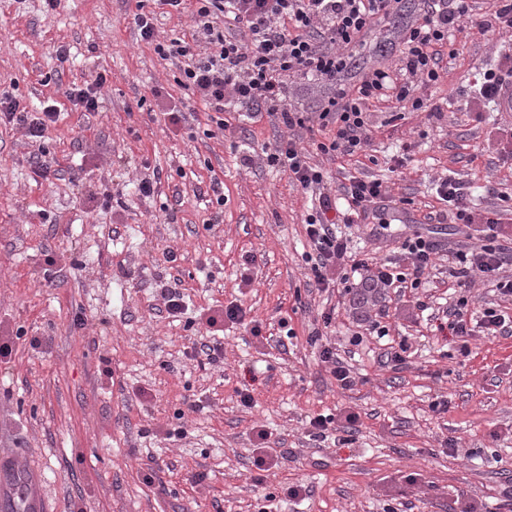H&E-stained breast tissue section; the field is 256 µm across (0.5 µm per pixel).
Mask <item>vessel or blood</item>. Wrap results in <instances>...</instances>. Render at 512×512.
<instances>
[{
    "label": "vessel or blood",
    "mask_w": 512,
    "mask_h": 512,
    "mask_svg": "<svg viewBox=\"0 0 512 512\" xmlns=\"http://www.w3.org/2000/svg\"><path fill=\"white\" fill-rule=\"evenodd\" d=\"M40 483L36 468L17 456L0 454V512H48Z\"/></svg>",
    "instance_id": "b4317fda"
}]
</instances>
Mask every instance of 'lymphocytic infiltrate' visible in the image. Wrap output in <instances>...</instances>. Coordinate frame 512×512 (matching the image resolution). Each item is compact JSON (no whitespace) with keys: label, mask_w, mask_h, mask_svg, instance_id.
Listing matches in <instances>:
<instances>
[{"label":"lymphocytic infiltrate","mask_w":512,"mask_h":512,"mask_svg":"<svg viewBox=\"0 0 512 512\" xmlns=\"http://www.w3.org/2000/svg\"><path fill=\"white\" fill-rule=\"evenodd\" d=\"M196 30L191 40L158 41L154 18L138 13L134 22L144 41L154 43L162 59L180 62L177 83L210 111L217 130L228 122L225 112L241 107L252 112L278 114L288 129L317 124L322 139L306 148L293 138L282 139L264 151L268 165L288 172L303 189L319 193V205L306 218L311 250L306 260L317 281L337 261L350 259L352 272L361 273L358 286L344 284V291L359 295L390 289L418 287L420 277L432 263L434 243L425 237L404 238L400 247L411 261L409 272H392L371 258L348 257L347 244L336 234L338 201H345L357 218L366 220L393 216L400 200L391 198L382 183L361 178L343 185L341 197H332L323 171L309 162L310 150L330 156L366 154L370 143L369 107L378 102H395L399 111H427L429 88L442 80L440 66L449 35L466 23H475L486 33L512 31V0H495L486 16L474 18L470 0H421L416 17L398 35V69L377 67L365 72L350 86L343 79L348 72L351 51L378 22L398 10L400 0H194ZM304 76L322 90L316 111L307 112L287 105L285 89L289 78ZM56 105L29 111L10 92L0 93V122L23 129L40 146L34 161L36 174L44 179L55 173V161L45 146L48 132L57 122ZM451 277L471 274L495 283L512 296V279L502 276L512 264V253L499 245L484 244L457 251ZM246 308L237 303L214 311L206 320L207 342L198 351L209 362H218L222 347L217 332L225 323L245 324ZM448 327L455 335L482 332L488 336H511L512 315L486 308L471 309L467 296H459L446 313Z\"/></svg>","instance_id":"lymphocytic-infiltrate-1"}]
</instances>
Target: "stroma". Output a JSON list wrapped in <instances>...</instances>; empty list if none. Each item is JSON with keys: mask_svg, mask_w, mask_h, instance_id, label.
<instances>
[{"mask_svg": "<svg viewBox=\"0 0 512 512\" xmlns=\"http://www.w3.org/2000/svg\"><path fill=\"white\" fill-rule=\"evenodd\" d=\"M419 3L402 0L372 27L347 83L397 67V32ZM194 8L61 0L51 12L45 0H0V92L31 110L51 97L61 110L47 142L59 173L47 181L32 171L36 148L22 130L0 124V336L12 339L0 360V452L41 471L52 512H507L512 336H456L438 313L462 292L474 310L512 309L491 283L449 274L454 253L487 236L512 248V169L502 164L512 112L478 94L486 71L512 67V36L464 25L427 91L437 114L383 102L370 109L369 159L312 154L331 188L376 179L412 201L414 224H339L353 250L403 271L400 238L437 244L418 288L360 300L334 284L344 264L327 285L305 262L316 200L262 156L285 127L232 111L229 129L206 136L208 109L134 24L144 11L159 39L187 40ZM100 75L98 112L73 111L61 86ZM171 108L183 122L170 123ZM152 177L154 193L142 195L139 182ZM445 179L464 184L473 223L442 219ZM216 181L224 213L213 224ZM165 284L184 295L180 318L164 310ZM232 302L252 326L225 325L219 362L191 358L206 317ZM376 320L388 336L359 331ZM315 334L346 360L352 386L322 362ZM398 351L403 362H391ZM320 414L333 422L316 439L310 421ZM260 429L284 454L262 474L251 463ZM193 473L203 481L191 483ZM296 484L308 493L293 500Z\"/></svg>", "mask_w": 512, "mask_h": 512, "instance_id": "35a3bbf8", "label": "stroma"}]
</instances>
